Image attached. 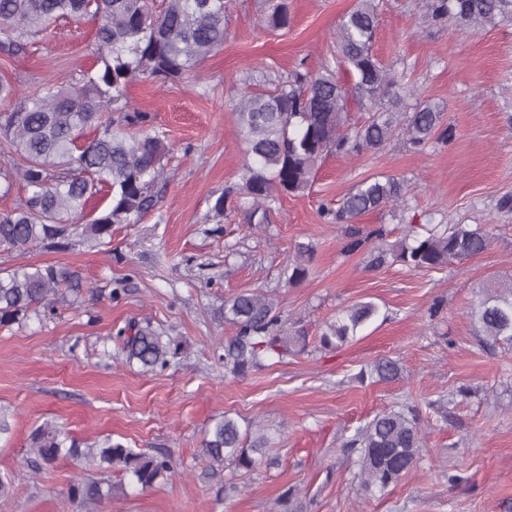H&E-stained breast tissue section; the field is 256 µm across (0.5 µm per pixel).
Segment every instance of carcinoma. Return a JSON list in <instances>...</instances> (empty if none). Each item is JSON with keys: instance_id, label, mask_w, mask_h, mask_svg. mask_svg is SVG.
<instances>
[{"instance_id": "carcinoma-1", "label": "carcinoma", "mask_w": 512, "mask_h": 512, "mask_svg": "<svg viewBox=\"0 0 512 512\" xmlns=\"http://www.w3.org/2000/svg\"><path fill=\"white\" fill-rule=\"evenodd\" d=\"M432 17L451 18L463 31L512 17V0H429ZM377 0H357L344 16L337 35V53L355 78L346 88L336 72L299 71L286 78L266 80L256 91L241 96L236 108L240 136L248 161L238 188L218 198L221 214L233 196H245L253 224L268 223L272 204L282 193L298 192L310 183L318 163L329 153L379 151L402 135L419 147L441 126V112L428 102L411 111L399 94L397 77L372 53L378 24ZM224 0H165L161 10L154 0H0V48L18 52L25 40L59 19L100 20L95 34L97 60L82 72L81 81L63 88L41 82L31 94L0 81V100L12 107L0 112V196L16 184L26 194L15 206L0 211V248L24 253L36 244L65 248L74 237L98 245L112 239V225L136 224L154 206V188L164 175L169 148L162 135L150 128V116L134 107L127 96L129 84L139 79L176 81L221 49L227 38ZM271 30L291 23V0H273L263 17ZM355 94L368 112L359 126L348 122V101ZM93 130V137L85 131ZM108 187L110 201L101 214L86 222L68 221L84 214L88 202ZM405 184L393 176L364 180L343 198L336 212L323 216L350 224L365 213L402 199ZM373 242L371 265L401 262L412 270L461 264L486 251L490 235L481 224L433 227L422 235L412 229L389 243L383 230L366 235L349 230L348 250ZM314 249L297 245L288 267V283L298 284L308 274L306 262ZM82 276L70 268L46 265L0 270V325L26 320L30 315L53 314L56 305L78 298ZM378 314L372 302H360L325 324L321 346L336 349ZM478 335L493 343L512 345V283L485 290L472 311ZM224 319L235 334L217 359L224 371L243 376L271 356L301 354L308 332L292 330L282 319L278 303L260 291L245 290L224 306ZM118 355L127 364L141 365L147 373L164 370L180 351L176 338L155 329L150 320L133 322L118 330ZM378 382L401 377L397 360L380 358L369 368ZM424 435L415 411H384L356 431L346 448L359 449L361 486L367 493L382 492L398 483L416 465ZM268 435L224 417L207 431L201 448L212 473L233 467L249 471L264 453ZM82 456L91 464L118 469L130 484L147 489L175 474L171 457L134 452L105 441L81 447L59 426L45 423L29 439L27 466L37 473L41 465L61 456ZM102 479H82L69 488L70 497L97 512L104 498Z\"/></svg>"}]
</instances>
